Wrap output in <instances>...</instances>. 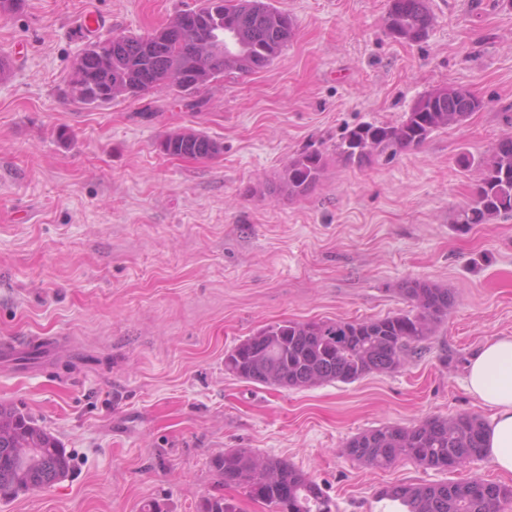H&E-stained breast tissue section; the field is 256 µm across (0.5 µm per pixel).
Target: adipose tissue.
Listing matches in <instances>:
<instances>
[{
  "instance_id": "ef3b65f1",
  "label": "adipose tissue",
  "mask_w": 512,
  "mask_h": 512,
  "mask_svg": "<svg viewBox=\"0 0 512 512\" xmlns=\"http://www.w3.org/2000/svg\"><path fill=\"white\" fill-rule=\"evenodd\" d=\"M468 391L490 410L484 452L499 471L512 474V336L487 340L471 358Z\"/></svg>"
}]
</instances>
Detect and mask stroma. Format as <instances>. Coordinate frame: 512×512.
<instances>
[{
	"instance_id": "1",
	"label": "stroma",
	"mask_w": 512,
	"mask_h": 512,
	"mask_svg": "<svg viewBox=\"0 0 512 512\" xmlns=\"http://www.w3.org/2000/svg\"><path fill=\"white\" fill-rule=\"evenodd\" d=\"M295 23L266 68L202 87L91 108L64 96L90 10L108 34H149L200 0H25L0 18V404L31 416L74 470L0 512H198L224 489L210 467L233 448L286 460L338 512H390L394 483L482 478L409 459L373 469L343 453L387 423L489 412L466 388L487 339L512 335V215L463 227L495 144L512 135V0H426V41L386 32L389 0H271ZM484 101L419 147L358 167L345 129L398 124L439 86ZM194 128L223 153L165 155ZM67 140H60V132ZM321 150L303 197L275 192L288 160ZM450 289L447 321L392 374L275 390L224 371V356L281 321L380 318L407 309L405 279Z\"/></svg>"
}]
</instances>
